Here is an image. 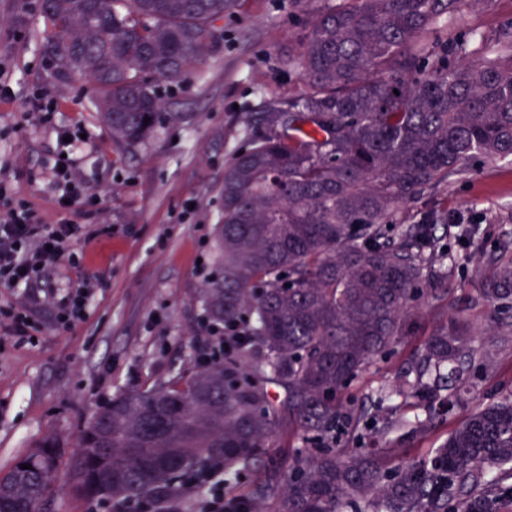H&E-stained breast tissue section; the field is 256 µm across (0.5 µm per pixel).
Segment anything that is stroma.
Returning a JSON list of instances; mask_svg holds the SVG:
<instances>
[{
    "instance_id": "35a3bbf8",
    "label": "stroma",
    "mask_w": 512,
    "mask_h": 512,
    "mask_svg": "<svg viewBox=\"0 0 512 512\" xmlns=\"http://www.w3.org/2000/svg\"><path fill=\"white\" fill-rule=\"evenodd\" d=\"M324 0H237L224 33L181 85L161 84L163 109L179 113L132 150L116 147L93 106L87 80H57L42 51L45 33L40 0H0V209L22 201L45 220L60 215L50 186L58 139L71 128L87 139L70 154L77 193L71 212L84 232L71 243L79 257L25 293L0 285V302L29 300L41 329L33 343L0 354V474L55 436L62 459L42 512H88V501L71 487L66 460L96 408L116 394L171 379L195 368L212 345L202 327L198 295L211 272L213 228L221 215L224 169L245 136L263 126L251 116L304 88L280 58L293 48ZM512 22V0H465L441 37L475 30L493 36ZM46 94L52 113L35 111ZM449 212L479 216L490 234L485 250L512 248V158L480 165L476 175L451 180L435 198L401 209L416 222L432 202ZM477 257L458 252L434 266L446 294L426 301L415 336L395 354L372 363L356 380L363 397L393 380L401 363L436 325L467 313L477 334L487 327L486 309L470 308L478 286ZM90 286L86 316L57 327L55 301L65 288ZM496 375L477 379L448 417L416 440L401 439L410 454L441 442L477 401L512 392V334L501 332L490 347Z\"/></svg>"
}]
</instances>
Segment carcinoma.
Listing matches in <instances>:
<instances>
[{"label": "carcinoma", "mask_w": 512, "mask_h": 512, "mask_svg": "<svg viewBox=\"0 0 512 512\" xmlns=\"http://www.w3.org/2000/svg\"><path fill=\"white\" fill-rule=\"evenodd\" d=\"M236 0H42L56 76L86 77L122 148L164 114L158 83H180L221 36ZM463 0H337L311 15L283 64L305 89L261 112L224 169L213 270L201 289L212 334L237 328L265 352L224 355L165 383L117 395L82 430L72 488L115 512L147 501L196 508L187 479L218 469L248 512H507L512 394L480 405L422 457L387 440L397 397L432 423L476 369L465 315L424 338L408 373L355 407L351 385L414 335L451 243L448 215L404 224L396 210L478 161L512 158V25L471 48L430 34ZM149 122H144V119ZM482 275L472 306L512 332V258ZM355 432V444H341ZM54 440L0 477V512H41ZM31 468L22 469L20 465Z\"/></svg>", "instance_id": "obj_1"}]
</instances>
